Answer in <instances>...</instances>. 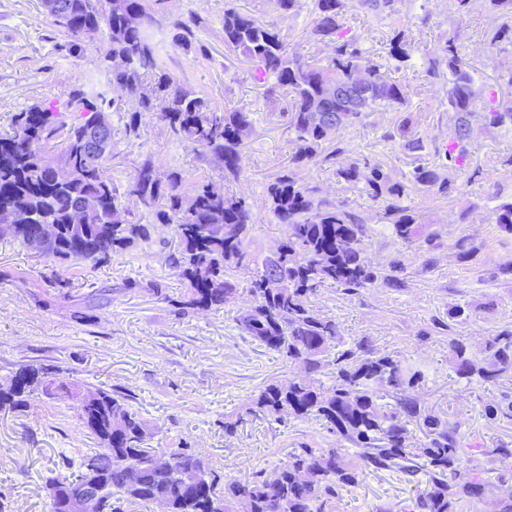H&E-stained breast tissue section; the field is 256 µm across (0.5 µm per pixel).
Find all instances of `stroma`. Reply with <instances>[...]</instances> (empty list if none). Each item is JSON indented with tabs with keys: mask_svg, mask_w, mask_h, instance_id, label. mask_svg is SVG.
Wrapping results in <instances>:
<instances>
[{
	"mask_svg": "<svg viewBox=\"0 0 512 512\" xmlns=\"http://www.w3.org/2000/svg\"><path fill=\"white\" fill-rule=\"evenodd\" d=\"M145 5L163 24L158 48L174 81L216 107L251 113L253 127L242 145L244 168L229 187L253 205V251L260 256L275 251L283 227L274 223L261 198L266 183L288 170L294 151L287 98L268 93L247 59L225 49L224 0H145ZM235 6L275 23L291 49L316 58L328 54V46L310 34L314 0H304L301 11L289 15L276 12L272 0H235ZM400 10V20L408 22L419 44L434 46L460 32L477 82H494L501 70L512 68V51L490 44L495 22L485 0H471L461 17L449 9L448 0H403ZM186 18L195 21L198 32L189 50L172 42V22ZM396 23L350 10L347 25L361 37L364 62L380 61ZM67 41L49 23L39 0H0V131L14 113L56 102L76 87L103 93L130 109L124 91L97 82L99 53L87 49L65 55ZM423 69V58L414 56L403 79L416 112L372 113L340 130L338 139L352 154L382 164L399 180L413 163L400 149V135L419 134L429 146L426 160L450 189L412 192L408 203L420 222L419 235L403 243L380 222L378 205L337 183L327 164L299 168L301 183L318 186L328 199H348L364 213L370 227L363 242L366 258L377 268L398 265L403 281L399 288L379 284L353 292L329 284L311 304L335 321L345 347L367 341L377 354L420 373L413 396L425 413L447 421L464 437L463 465L476 469L488 487L480 512H507L512 467L490 460L485 451L512 443V418L502 414L512 403V377L494 385L460 379L448 343L463 340L477 354L487 336L512 326V233L491 221L498 197L512 196V170L501 164L512 156V130L489 127L482 114H475L469 159L463 169L450 168L440 153L452 124L448 87L424 82ZM112 152L121 185L148 157L161 168L183 171L187 181L225 184L219 162L180 145L149 115L140 137L116 136ZM174 248L170 230H155L136 249L91 269L45 262L0 238V383L22 366L50 365L62 382L124 394L145 420L153 445L189 448L230 479L272 470L300 446L353 456V445L318 420L252 415L266 385L286 382L301 369L239 329L237 319L252 303L248 293L216 311L181 310L184 287L167 264ZM153 283L161 285L163 296L150 291ZM457 305L468 307L469 314L449 322L448 310ZM490 407L500 409V416L488 419ZM228 422L236 425L229 435L224 432ZM95 445L74 399L43 397L23 411H1L0 512H50L46 479L77 468ZM427 481L421 473L407 482L389 471H367L358 485L339 490L329 507L331 512H417L415 500Z\"/></svg>",
	"mask_w": 512,
	"mask_h": 512,
	"instance_id": "1",
	"label": "stroma"
}]
</instances>
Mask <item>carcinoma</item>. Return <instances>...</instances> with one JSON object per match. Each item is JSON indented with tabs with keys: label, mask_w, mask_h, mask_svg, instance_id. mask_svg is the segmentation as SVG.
I'll return each mask as SVG.
<instances>
[{
	"label": "carcinoma",
	"mask_w": 512,
	"mask_h": 512,
	"mask_svg": "<svg viewBox=\"0 0 512 512\" xmlns=\"http://www.w3.org/2000/svg\"><path fill=\"white\" fill-rule=\"evenodd\" d=\"M356 2L359 10L378 18L399 15V0H315L311 35L332 46V53L312 60L289 48L287 37L273 23H264L224 5V46L245 57L257 78L274 79L272 90L289 97L288 126L294 134L292 165L305 166L320 146L336 133L367 119L372 112L410 107L403 82L394 74L410 67L420 47L408 39V29H394L383 62L367 70L371 95L364 97L357 83L362 60L359 37L343 28L342 19ZM63 14L50 18L69 37L68 50H83L85 33L103 30L102 73L107 82L121 86L134 102L123 113V133L139 136L142 117L154 114L175 140L218 158L224 179H238L243 171L241 148L251 129L250 113L220 110L195 92L174 85L154 42L160 22L144 0H109L100 13L88 0H59ZM492 13L507 22L492 33L491 45L512 48V0H487ZM172 39L187 47L193 38L192 19L173 23ZM120 58L124 68L113 70L109 60ZM425 80L448 83V111L453 125L444 156L448 166L461 169L467 162L471 117L485 113L491 127L512 126V69L496 83L475 86L467 70L462 45L452 34L427 52ZM336 84L327 95L325 85ZM112 109L104 94L71 90L55 105H33L11 118L10 131L0 132V209L17 213L10 237L25 251L45 226L54 231V244L42 258L53 264L72 263L100 267L150 239L151 227L173 231L177 242L170 266L186 285L184 305L196 310L219 309L237 293L240 274H249L247 288L253 304L238 319L239 329L259 346L291 363H300L308 376L286 383H271L256 405L270 416L315 417L326 429L358 449V458L374 470H394L410 476L421 470L432 474V484L417 497L421 512H455L461 502L471 505L485 486L460 469L462 438L447 424L427 416L428 440L409 442L406 420L420 416L410 396L419 374L403 368L388 355L368 353L358 341L341 350L336 323L316 312L310 297L327 282L348 290L378 283L395 286L400 279L390 270H377L363 256L369 227L363 215L346 201L321 197L318 189L301 183L293 170L267 183L263 204L284 238L276 250L256 260L250 250L252 205L224 193L212 182H195L185 191V177L175 170H160L145 158L136 175L125 184L124 195L152 218L137 224L120 210L118 187L110 175L112 158L89 154L84 131ZM341 143L322 162L335 166L338 182L381 204V220L393 237L409 242L418 234L417 216L405 205L416 185L448 191V182L424 164L414 166L405 181L367 158L346 156ZM193 204L185 206L186 194ZM92 198L94 213L76 224L73 213ZM493 223L512 230V199L493 210ZM457 375L477 377L494 384L512 371V328L486 339L482 356L465 342H449ZM336 374L324 387L313 375L324 370ZM75 383L57 381L54 369L27 365L16 371L7 387H0V410L19 411L38 395L69 397L79 394ZM389 399L383 404L381 400ZM83 427L99 447L82 460L78 471L49 478L46 491L51 512H68L69 501L90 491L91 483L118 494L117 501L146 505L162 501L167 512H325L338 489L358 483L357 464L345 460L335 448H294L288 461L251 480L234 479L219 487L205 460L184 448L164 451L150 446L146 422L116 392L97 390V398L80 404ZM136 470L138 486L128 482Z\"/></svg>",
	"instance_id": "cac0c4a2"
}]
</instances>
